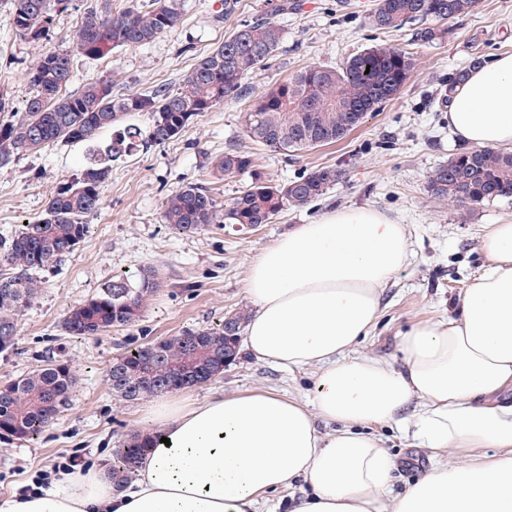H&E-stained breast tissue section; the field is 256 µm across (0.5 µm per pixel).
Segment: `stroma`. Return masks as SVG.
<instances>
[{
	"mask_svg": "<svg viewBox=\"0 0 512 512\" xmlns=\"http://www.w3.org/2000/svg\"><path fill=\"white\" fill-rule=\"evenodd\" d=\"M374 2L301 0L300 10L282 14L274 11V0H239L238 10L227 18L218 0H183L180 23L152 43L117 48L98 60L74 56L69 91L105 78L118 97L156 86L174 91L237 25L264 15L285 31L275 56L246 79L245 94L226 98L167 143L113 161L86 238L72 255L41 271L43 293L20 313L13 350L0 353V383L53 359L68 362L78 384L71 404L38 439L0 438V497L36 486L72 453L92 463L141 432L146 403L114 395L108 379L112 363L135 346L211 327L227 313L250 308L245 282L253 258L295 226L329 210L368 205L408 232V258L386 286L381 318L356 354L401 365V332L454 313L460 294L486 262L485 227L512 222V201L458 206L428 193L430 173L464 147L448 129L439 93L452 73L512 52V0H478L470 14L449 22L445 39L430 44L416 41L408 26L396 31L369 27L365 16ZM94 3L71 0L67 10L54 13L43 48L72 50L82 16ZM375 45L407 49L415 70L398 95L368 113L351 133L336 143L288 154L249 140L245 117L257 95L307 66L338 65ZM34 56L32 46L11 29L9 0H0V83L10 94L13 112L22 111L32 94L23 72ZM231 147L253 152L258 171L276 183L325 166L341 170L343 177L322 198L284 209L270 224H213L191 234L173 233L162 220L170 194L201 186L224 205L249 184L246 175L219 179L211 173V160ZM85 154L83 145L56 142L20 153L0 167V240L19 224L41 219L50 195L81 170ZM149 269L155 270L159 286L147 297L138 322L86 339L64 334L62 322L71 308L99 294L113 276L135 282ZM314 378L313 370H289L242 351L220 377L189 393L201 400L217 392L274 389L304 399ZM373 432L395 461L393 493L403 492L433 466L430 451L418 447L401 424L377 426Z\"/></svg>",
	"mask_w": 512,
	"mask_h": 512,
	"instance_id": "stroma-1",
	"label": "stroma"
}]
</instances>
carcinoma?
<instances>
[{"label":"carcinoma","mask_w":512,"mask_h":512,"mask_svg":"<svg viewBox=\"0 0 512 512\" xmlns=\"http://www.w3.org/2000/svg\"><path fill=\"white\" fill-rule=\"evenodd\" d=\"M71 0H11L10 21L16 36L29 43L46 39L52 13L68 8ZM477 0H377L366 17L378 30L419 24L416 38L439 41L445 24L470 13ZM180 0H143L141 5L112 8L98 0L84 13L74 52L100 59L118 47L149 44L180 20ZM284 29L269 18L238 26L224 42L203 57L175 92L158 87L149 94H112V80L99 79L67 95L72 77V54L45 51L26 68L24 78L33 95L24 112L0 124V167L19 153L59 140L90 148L87 164L76 177L53 192L43 217L21 225L0 242V259L12 270L0 275V345L7 354L18 336V316L41 295L38 273L71 254L85 239L86 218L101 204L100 188L109 176L110 162L131 155L148 143L161 145L177 137L194 119L242 93L245 79L279 49ZM414 72L410 53L391 45H375L348 57L337 67L309 66L259 95L246 116L249 139L283 153L335 143L361 124L405 86ZM133 112L151 118L147 130L123 125ZM224 177L249 174L251 182L224 209L208 190L189 185L166 200L162 220L180 234L195 233L211 224H270L287 207H302L320 197L342 178L340 170L321 167L285 183H274L255 169L252 155L230 149L212 161ZM431 195L460 206L512 198V150L480 147L461 150L429 176ZM157 288L146 273L134 284L120 275L101 292L70 310L64 333L73 338L98 336L138 320L145 298ZM235 334L224 323L187 331L162 341L157 352L143 344L132 348L109 370L112 389L136 401L176 392L224 372V355L238 346L245 313H234ZM77 378L64 361H49L0 384V437L32 440L53 424L72 398ZM148 436L137 434L112 454V478L125 482L147 448Z\"/></svg>","instance_id":"cac0c4a2"}]
</instances>
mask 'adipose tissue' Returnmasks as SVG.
Segmentation results:
<instances>
[{"label": "adipose tissue", "instance_id": "adipose-tissue-1", "mask_svg": "<svg viewBox=\"0 0 512 512\" xmlns=\"http://www.w3.org/2000/svg\"><path fill=\"white\" fill-rule=\"evenodd\" d=\"M449 130L512 147V53L472 68L449 94ZM487 262L455 316L405 331L402 367L353 348L377 324L382 293L408 252L404 225L368 207L302 224L251 262L245 348L255 359L316 370L310 400L272 391L152 402V446L129 482L103 460L72 469L0 512H258L298 488L289 512H512V223L483 235ZM407 423L419 446L447 452L404 492L375 425ZM333 423L320 432L316 419Z\"/></svg>", "mask_w": 512, "mask_h": 512}]
</instances>
